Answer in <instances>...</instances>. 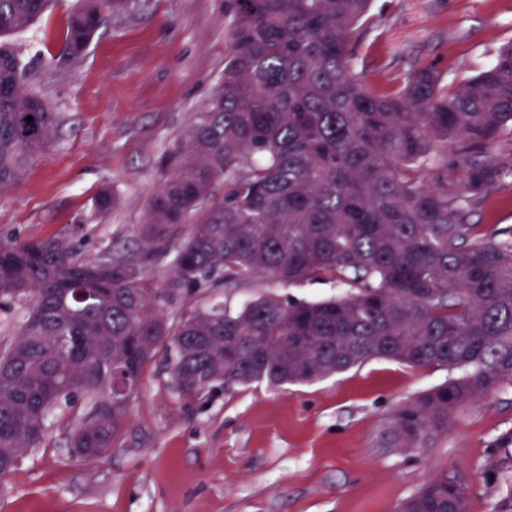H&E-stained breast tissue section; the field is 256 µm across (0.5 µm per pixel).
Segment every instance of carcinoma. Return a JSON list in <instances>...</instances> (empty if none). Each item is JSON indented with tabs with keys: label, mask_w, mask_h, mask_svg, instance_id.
<instances>
[{
	"label": "carcinoma",
	"mask_w": 512,
	"mask_h": 512,
	"mask_svg": "<svg viewBox=\"0 0 512 512\" xmlns=\"http://www.w3.org/2000/svg\"><path fill=\"white\" fill-rule=\"evenodd\" d=\"M229 2L224 76L168 152L140 228L151 244L190 225L166 287L146 255L77 260L58 239L0 242V296L35 298L0 350V477L43 443L57 411L69 412L75 455L112 448L162 346L183 397L202 381L277 389L371 359L458 371L386 419L379 447L399 452L437 447L456 414L512 386V227L489 233L472 221L512 176V43L473 76L449 82L413 64L377 89L350 49L372 0ZM50 4L0 0V192L61 125L4 41ZM129 6L81 0L64 29L67 54L79 59L106 17ZM450 149L460 183L427 182L448 169ZM253 279L330 281L346 294H266L164 316L185 288ZM467 509L465 489L446 478L401 506Z\"/></svg>",
	"instance_id": "carcinoma-1"
}]
</instances>
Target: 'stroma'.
<instances>
[{
  "label": "stroma",
  "instance_id": "1",
  "mask_svg": "<svg viewBox=\"0 0 512 512\" xmlns=\"http://www.w3.org/2000/svg\"><path fill=\"white\" fill-rule=\"evenodd\" d=\"M77 2L54 0L12 38L27 85L62 124L0 193V241L61 238L80 259L146 252L162 285L188 228L148 248L140 226L169 149L224 74L225 0H132L72 61L62 33ZM371 13L374 25L351 49L379 88L415 61L451 79L474 74L512 42V0H375ZM105 188L115 204L103 214L95 200ZM266 293L306 301L344 291L330 282L284 289L268 280L187 288L166 316ZM448 376L372 359L310 384H218L188 399L175 390L161 350L113 447L92 461L73 456L68 416L56 414L43 445L0 479V512H399L441 477L467 488L468 512H512V387L457 414L438 447L378 445L393 410Z\"/></svg>",
  "mask_w": 512,
  "mask_h": 512
}]
</instances>
